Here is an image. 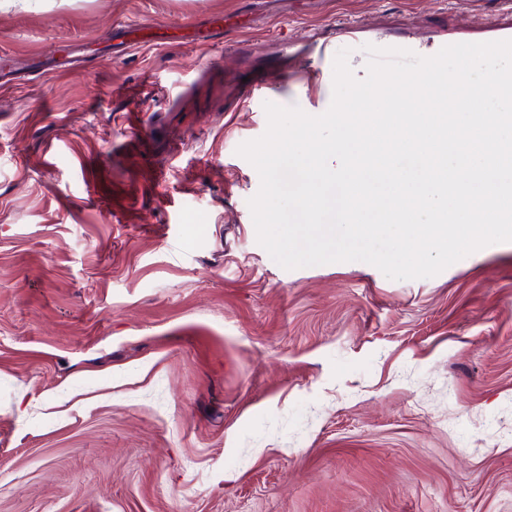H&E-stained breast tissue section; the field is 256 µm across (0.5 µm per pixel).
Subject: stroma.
Segmentation results:
<instances>
[{"mask_svg":"<svg viewBox=\"0 0 512 512\" xmlns=\"http://www.w3.org/2000/svg\"><path fill=\"white\" fill-rule=\"evenodd\" d=\"M348 22L479 43L512 0L0 9V512H512V242L411 280L257 242L236 149L329 108L302 51Z\"/></svg>","mask_w":512,"mask_h":512,"instance_id":"stroma-1","label":"stroma"}]
</instances>
